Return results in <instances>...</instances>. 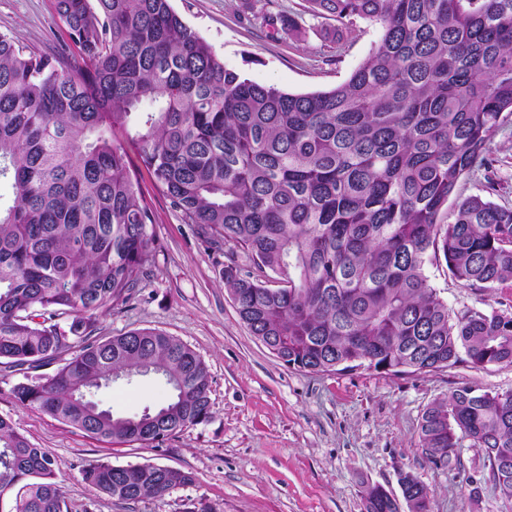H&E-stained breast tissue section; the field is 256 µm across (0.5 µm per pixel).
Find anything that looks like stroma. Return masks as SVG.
I'll return each instance as SVG.
<instances>
[{
	"label": "stroma",
	"instance_id": "1",
	"mask_svg": "<svg viewBox=\"0 0 512 512\" xmlns=\"http://www.w3.org/2000/svg\"><path fill=\"white\" fill-rule=\"evenodd\" d=\"M249 2L171 0V6L226 69L291 93L327 91L344 82L379 37L377 28L364 23L352 34L335 36L334 21L305 13V0H273L272 13L300 17L301 23L297 32L272 34ZM0 34L40 50L66 37L55 0H0ZM490 153L492 169L472 171L459 192L512 207V120L494 137ZM131 169L156 215V270L138 299L102 318L101 333L150 327L187 343L208 367L213 417L158 448L112 443L20 406L10 390L22 373L1 369L0 416L50 453L69 512H187L198 501L213 512H365L367 487L379 484L400 494L404 471L428 487L432 512H512L480 449L462 448L459 463L441 470L426 461L417 438L430 403L461 387L512 390V366L477 369L464 363L417 374L288 367L251 335L219 275L230 264L251 273L255 265L234 244L208 248L139 160H132ZM427 274L452 310H512V288L466 287L443 266L428 267ZM168 397L165 381L147 375L112 382L91 399L129 417ZM103 457L116 465L148 461L183 469L195 482L160 498L121 503L81 478L86 464Z\"/></svg>",
	"mask_w": 512,
	"mask_h": 512
}]
</instances>
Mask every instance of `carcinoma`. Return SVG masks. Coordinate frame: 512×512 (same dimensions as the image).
I'll return each instance as SVG.
<instances>
[{"label": "carcinoma", "instance_id": "carcinoma-1", "mask_svg": "<svg viewBox=\"0 0 512 512\" xmlns=\"http://www.w3.org/2000/svg\"><path fill=\"white\" fill-rule=\"evenodd\" d=\"M307 12L380 36L325 92L290 94L224 69L170 0H56L70 43L27 50L0 34V366L16 402L85 433L158 448L210 421V375L180 339L143 328L98 335L156 263V216L130 170L202 241L241 247L278 287L227 265L250 333L288 366L431 372L512 365V312L453 311L428 266L479 288L512 285V208L456 195L512 115V0H306ZM72 356L53 373L63 354ZM155 374L159 408L115 417L85 395ZM483 451L512 503V391L461 387L421 415L435 468ZM85 483L120 502L162 497L192 473L95 460ZM410 512L428 488L400 476ZM68 512L52 459L0 416V503ZM365 512H398L367 488Z\"/></svg>", "mask_w": 512, "mask_h": 512}]
</instances>
